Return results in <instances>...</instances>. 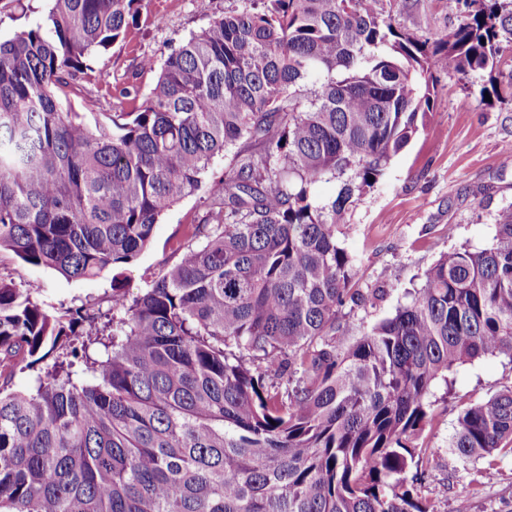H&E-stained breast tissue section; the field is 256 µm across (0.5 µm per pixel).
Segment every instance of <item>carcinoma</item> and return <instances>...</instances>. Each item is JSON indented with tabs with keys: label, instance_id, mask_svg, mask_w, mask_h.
Returning a JSON list of instances; mask_svg holds the SVG:
<instances>
[{
	"label": "carcinoma",
	"instance_id": "obj_1",
	"mask_svg": "<svg viewBox=\"0 0 512 512\" xmlns=\"http://www.w3.org/2000/svg\"><path fill=\"white\" fill-rule=\"evenodd\" d=\"M140 2L47 0L44 24L0 40V251L92 278L135 262L183 198L208 201L170 270L105 311L0 277V512H432L437 449L416 441L437 389L512 358V205L488 247L442 256L347 346L340 220L419 132L436 74L495 72L512 0H443L458 24L424 40L381 0H249L172 49L132 111H63ZM448 448L512 456V388L464 408Z\"/></svg>",
	"mask_w": 512,
	"mask_h": 512
}]
</instances>
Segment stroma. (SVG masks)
<instances>
[{"label":"stroma","mask_w":512,"mask_h":512,"mask_svg":"<svg viewBox=\"0 0 512 512\" xmlns=\"http://www.w3.org/2000/svg\"><path fill=\"white\" fill-rule=\"evenodd\" d=\"M238 0H142L137 22L121 42L97 54L87 70L75 73L61 103L72 112L130 109L126 92L147 94L158 73L143 68V57L163 61L171 47ZM45 0H0V39L39 22ZM393 24L416 35L445 34L458 23L441 0H394ZM480 80L465 85L440 76L438 94L419 135L397 156L373 189L347 211L350 231L344 245L359 259L354 291L371 296L385 289L376 305L353 307L345 317L346 337L389 316L406 290L419 287L425 272L443 255L486 247L498 211L512 204V109L479 96ZM205 194L185 198L156 224L151 245L120 275L104 271L89 279L67 280L43 267L21 265L0 253V276L38 288L48 302L108 306L114 285L140 288L145 275H164L187 224L199 223ZM447 400L435 403L419 444L438 451V462L420 491L434 512H512V457L463 464L448 454L460 411L512 387V358L488 356L459 367Z\"/></svg>","instance_id":"obj_1"}]
</instances>
